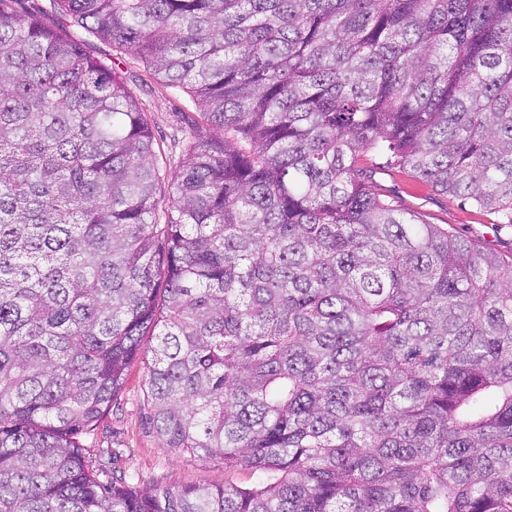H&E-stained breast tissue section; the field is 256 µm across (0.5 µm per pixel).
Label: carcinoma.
<instances>
[{
  "mask_svg": "<svg viewBox=\"0 0 512 512\" xmlns=\"http://www.w3.org/2000/svg\"><path fill=\"white\" fill-rule=\"evenodd\" d=\"M0 0V512H512V0H52L201 122L167 208L112 60ZM149 421L247 485L104 483L78 436L144 337ZM373 184L407 211L419 213L430 224L448 230L476 247L504 258L512 257V224H498V216L481 211L432 188L403 168H374Z\"/></svg>",
  "mask_w": 512,
  "mask_h": 512,
  "instance_id": "obj_1",
  "label": "carcinoma"
}]
</instances>
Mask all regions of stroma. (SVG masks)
Masks as SVG:
<instances>
[{
    "label": "stroma",
    "instance_id": "obj_1",
    "mask_svg": "<svg viewBox=\"0 0 512 512\" xmlns=\"http://www.w3.org/2000/svg\"><path fill=\"white\" fill-rule=\"evenodd\" d=\"M84 48L92 55L112 59L138 98L154 136L160 166L165 172L175 171L184 151L183 132L199 119L188 96L161 85L138 58L117 53L107 41L88 36ZM373 183L427 222L447 225L449 231L476 247L512 257V224L499 223L495 213L464 205L398 167L376 169ZM146 381L147 360L141 357L129 367L123 388L94 429L80 437L86 459L100 480L158 488L199 483L221 487L250 481L249 471L228 473L223 464H204L164 448L146 420Z\"/></svg>",
    "mask_w": 512,
    "mask_h": 512
}]
</instances>
